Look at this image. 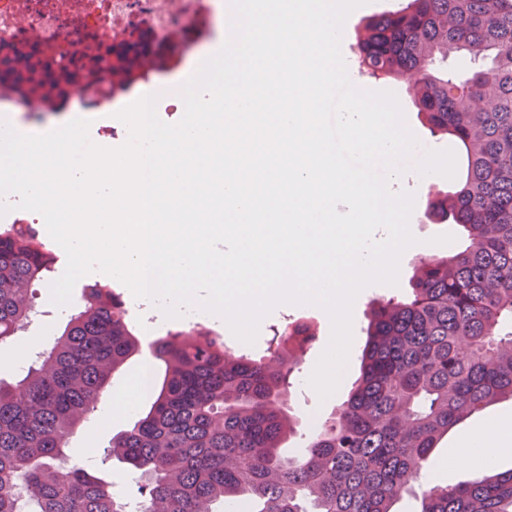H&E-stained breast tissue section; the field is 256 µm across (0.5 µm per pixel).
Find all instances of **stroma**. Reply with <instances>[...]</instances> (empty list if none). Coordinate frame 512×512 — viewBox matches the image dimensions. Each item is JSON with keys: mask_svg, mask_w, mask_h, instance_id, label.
<instances>
[{"mask_svg": "<svg viewBox=\"0 0 512 512\" xmlns=\"http://www.w3.org/2000/svg\"><path fill=\"white\" fill-rule=\"evenodd\" d=\"M204 15L196 20L189 21L187 30L190 34L188 45L184 48L178 68L155 74L149 81L135 85L131 90L116 97L111 104L99 111L98 120L92 140L95 144L104 147H117L124 143L125 125L117 119L119 110L140 97L143 92H157L158 88H166L167 97L158 99L156 112L158 117L166 123L178 122L183 111L177 102L179 89L182 85L180 74L185 70H197L204 54L216 46L220 41V33L224 22L220 13L214 12L210 0L203 5ZM350 80L358 88L370 91L393 93L402 109L407 127L419 141L414 151L409 167L405 171L401 189L413 192L415 207L410 216L411 233L416 240L414 247L400 260L399 274L396 284L380 287H365L358 297L353 309L352 342L347 366L343 372L342 383L335 398L325 401H315L303 384V380L316 367L321 353L326 345V338L331 330L319 311L312 308L291 307L287 310L272 313L264 317L262 326L257 332L253 343L246 346L245 351L252 357L258 358L265 354L269 340L275 331L284 329L288 323L300 318H311L317 327V338L303 354L291 377L292 387L285 403L296 419L298 433L287 440L282 448L283 456H293L301 453L307 444V438L313 432L314 425L332 419L340 403L347 399L348 394L360 375V356L366 340V327L368 320L366 314L370 303L375 299L402 298L411 290L410 278L415 262L425 254H449L463 248L465 238L458 232L455 225L436 222L426 215L427 201L432 194L448 193L454 191L456 182L447 175H439L430 181L423 182L418 178V172L424 159L429 155L431 146L437 145L443 151H451L454 145L448 138L432 137L427 126L419 115V109L406 82L378 81L359 73L358 69H351ZM148 349L131 357L122 373L114 375L110 385L104 393L97 410L84 422L78 433L73 434L69 440L67 453L76 456L78 448L82 446L83 436L93 434L98 438L99 448H107L112 444L114 435L131 427L133 414L113 420L110 427H100L99 422L112 404L115 395L121 392L131 378L139 371L146 359L150 358ZM512 417V402L504 401L486 408L484 411L472 415L457 425L443 438L438 448L431 455L432 462H440L449 448L459 438L471 434L482 428L488 421Z\"/></svg>", "mask_w": 512, "mask_h": 512, "instance_id": "stroma-1", "label": "stroma"}]
</instances>
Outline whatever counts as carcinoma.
<instances>
[{
  "instance_id": "cac0c4a2",
  "label": "carcinoma",
  "mask_w": 512,
  "mask_h": 512,
  "mask_svg": "<svg viewBox=\"0 0 512 512\" xmlns=\"http://www.w3.org/2000/svg\"><path fill=\"white\" fill-rule=\"evenodd\" d=\"M454 53L469 73L435 69ZM354 55L375 80L405 79L431 133L458 142V189L428 208L467 244L420 258L412 292L372 307L360 384L300 456L278 448L295 430L283 395L311 322L286 326L259 359L202 329L156 338L158 394L109 450L144 483L138 512H396L450 429L512 400V0H408L366 21ZM45 249L28 224L0 231V347L30 330L33 290L53 272ZM139 345L121 294L94 283L27 371L0 378V512H128L64 448ZM420 504L512 512V470L428 485Z\"/></svg>"
}]
</instances>
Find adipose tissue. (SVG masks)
Wrapping results in <instances>:
<instances>
[{"mask_svg": "<svg viewBox=\"0 0 512 512\" xmlns=\"http://www.w3.org/2000/svg\"><path fill=\"white\" fill-rule=\"evenodd\" d=\"M511 453L512 420H497L450 448L440 468L449 469L463 462L479 472L493 466L501 456Z\"/></svg>", "mask_w": 512, "mask_h": 512, "instance_id": "1", "label": "adipose tissue"}]
</instances>
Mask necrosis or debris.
I'll return each instance as SVG.
<instances>
[{"label": "necrosis or debris", "instance_id": "necrosis-or-debris-1", "mask_svg": "<svg viewBox=\"0 0 512 512\" xmlns=\"http://www.w3.org/2000/svg\"><path fill=\"white\" fill-rule=\"evenodd\" d=\"M197 0H0V106L27 122L94 112L146 73L172 68Z\"/></svg>", "mask_w": 512, "mask_h": 512}]
</instances>
